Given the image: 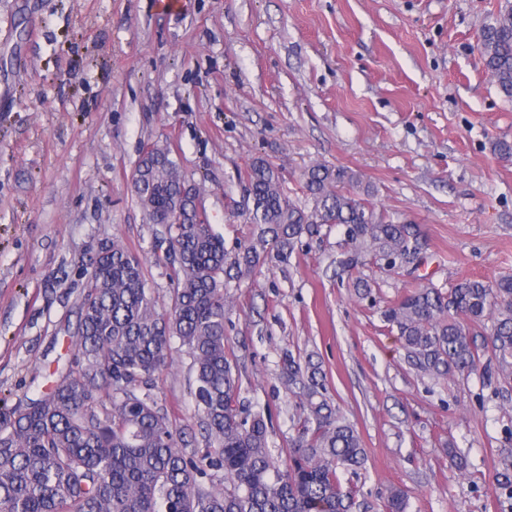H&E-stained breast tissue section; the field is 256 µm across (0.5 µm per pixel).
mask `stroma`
Instances as JSON below:
<instances>
[{
	"mask_svg": "<svg viewBox=\"0 0 512 512\" xmlns=\"http://www.w3.org/2000/svg\"><path fill=\"white\" fill-rule=\"evenodd\" d=\"M502 0H0V405L49 381L77 331L80 262L120 240L142 260L159 308L169 272L133 192L144 150L167 146L236 250L251 231L248 172L261 158L304 204L301 175L351 168L377 209L419 224L426 261L386 274L343 267L341 230L302 235L287 262L234 279L224 334L239 398L272 416L287 451L293 400L283 352L315 353L368 460L342 474L354 512H386L389 487L410 512H512V388L490 357L439 383L409 365L381 318L420 279L512 275V102L483 68L477 37ZM364 277L373 300L352 282ZM174 351L152 393L189 447L202 444Z\"/></svg>",
	"mask_w": 512,
	"mask_h": 512,
	"instance_id": "obj_1",
	"label": "stroma"
}]
</instances>
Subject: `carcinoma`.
Here are the masks:
<instances>
[{"instance_id":"1","label":"carcinoma","mask_w":512,"mask_h":512,"mask_svg":"<svg viewBox=\"0 0 512 512\" xmlns=\"http://www.w3.org/2000/svg\"><path fill=\"white\" fill-rule=\"evenodd\" d=\"M480 55L512 100V0L482 29ZM188 185L168 147L144 153L133 191L170 265V311L158 309L142 261L123 243L107 242L81 262L85 286L68 368L25 406L0 407V512H352L340 471L362 468L367 453L328 395L321 363L284 354L280 380L297 399L300 428L286 456L274 453L269 414L238 400L224 290L231 271L250 275L287 261L295 241L323 224L343 227L349 266L370 255L386 271L416 270L426 251L419 225L377 210L373 187L347 167L311 166L300 207L278 170L259 159L248 176L253 229L231 254ZM176 213L181 223L172 224ZM382 318L408 362L436 381L479 368L471 328L488 324L495 373L512 387V275L462 279L446 292L428 281ZM175 341L190 359L202 450L183 448L184 430L151 393ZM409 507L405 490H387V512Z\"/></svg>"}]
</instances>
